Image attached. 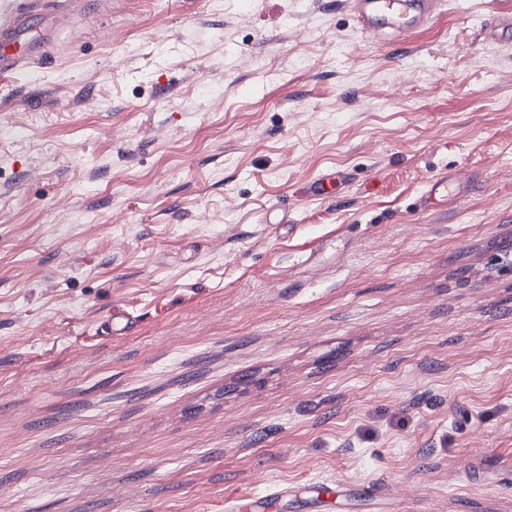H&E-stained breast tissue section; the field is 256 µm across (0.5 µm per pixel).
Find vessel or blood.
I'll return each mask as SVG.
<instances>
[{"instance_id":"vessel-or-blood-1","label":"vessel or blood","mask_w":512,"mask_h":512,"mask_svg":"<svg viewBox=\"0 0 512 512\" xmlns=\"http://www.w3.org/2000/svg\"><path fill=\"white\" fill-rule=\"evenodd\" d=\"M439 0H347L346 6L367 35L390 30L397 36L416 31L437 14ZM89 0H18L10 11L0 14V79L9 81L26 69L41 46L30 36L35 21L45 12L67 20L85 13ZM485 34L497 40L512 38V14L500 13L486 24ZM284 484L245 498L226 500V512H272Z\"/></svg>"}]
</instances>
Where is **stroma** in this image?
<instances>
[{
	"label": "stroma",
	"instance_id": "1",
	"mask_svg": "<svg viewBox=\"0 0 512 512\" xmlns=\"http://www.w3.org/2000/svg\"><path fill=\"white\" fill-rule=\"evenodd\" d=\"M508 9L111 0L0 84V512H512ZM439 0H348L346 6L357 25L369 36L391 30L406 36L437 14ZM485 34L492 39L510 40L512 38V14L499 13L485 25ZM460 182L454 184V188L451 184H448V179L445 177H436L431 179L425 186L423 196L426 206L434 204L440 200H448L450 194H459L462 187L464 186V179L460 178ZM288 491L287 484H279L262 494L245 498H232L225 501L224 507L228 512H273L272 509L278 495Z\"/></svg>",
	"mask_w": 512,
	"mask_h": 512
}]
</instances>
